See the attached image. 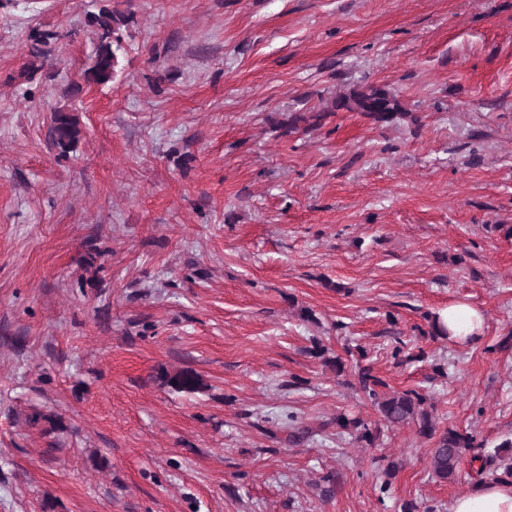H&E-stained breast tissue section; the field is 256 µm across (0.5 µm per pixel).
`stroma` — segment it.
<instances>
[{"mask_svg":"<svg viewBox=\"0 0 512 512\" xmlns=\"http://www.w3.org/2000/svg\"><path fill=\"white\" fill-rule=\"evenodd\" d=\"M101 4L0 0V512H448L475 470L432 479L357 373L512 455V0H112L89 87ZM368 86L403 115L335 109ZM459 301L478 340L432 336ZM125 23L124 14L108 6L88 14V25L96 43L89 66L77 74L79 80L88 85H105L112 81L123 50L120 28ZM56 40H58V34L53 32H41L33 37V42L29 48L30 59L24 66L22 75L31 79L34 74L45 68L50 52L46 47L51 41ZM52 138L62 153L69 152L80 138V127L77 117L69 109L59 108L52 114ZM161 379L165 384L179 392L195 393L203 385L199 376L192 371H182L172 376L165 374L161 376ZM336 428L342 432L355 435L358 441L370 446L374 445L378 436V429L372 427L363 419L358 417L351 418L345 414H340L336 417Z\"/></svg>","mask_w":512,"mask_h":512,"instance_id":"obj_1","label":"stroma"}]
</instances>
